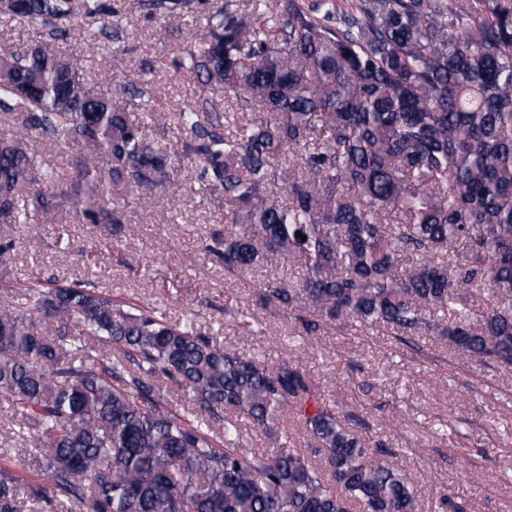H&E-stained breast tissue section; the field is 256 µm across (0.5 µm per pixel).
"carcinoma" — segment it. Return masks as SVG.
Here are the masks:
<instances>
[{
    "mask_svg": "<svg viewBox=\"0 0 512 512\" xmlns=\"http://www.w3.org/2000/svg\"><path fill=\"white\" fill-rule=\"evenodd\" d=\"M138 8L205 20L176 59L203 93L175 114L191 134L180 152L166 123L132 119L151 87L106 94L56 50L73 31L96 49L121 42L111 0H0L1 17L43 34L0 49L1 224L57 220L31 132L59 154L82 150L83 224L127 223L119 187L141 205L176 197L183 155L238 227L213 231L206 251L228 273L300 263L302 276L260 288L306 312L307 334L352 320L512 367V0ZM211 96L234 97V133ZM26 294L25 313L0 300V401L18 418L14 453L47 483L24 489L0 469V512H417L396 455L375 456L298 368L77 283ZM173 386L182 417L168 409ZM290 407L314 447L275 438ZM245 421L276 448H244Z\"/></svg>",
    "mask_w": 512,
    "mask_h": 512,
    "instance_id": "cac0c4a2",
    "label": "carcinoma"
}]
</instances>
